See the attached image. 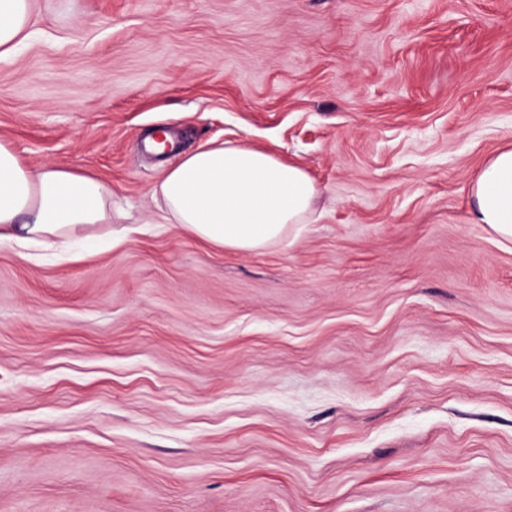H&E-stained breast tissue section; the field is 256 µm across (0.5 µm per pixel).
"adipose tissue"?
<instances>
[{
	"label": "adipose tissue",
	"mask_w": 512,
	"mask_h": 512,
	"mask_svg": "<svg viewBox=\"0 0 512 512\" xmlns=\"http://www.w3.org/2000/svg\"><path fill=\"white\" fill-rule=\"evenodd\" d=\"M29 0H0V58L29 38ZM318 191L299 165L246 142L211 141L165 170L152 191L162 223L219 248L253 252L308 223ZM471 220L512 243V147L491 155L471 187ZM112 221V190L99 178L24 164L0 144V245L30 257H68Z\"/></svg>",
	"instance_id": "ef3b65f1"
}]
</instances>
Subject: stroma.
<instances>
[{
  "label": "stroma",
  "mask_w": 512,
  "mask_h": 512,
  "mask_svg": "<svg viewBox=\"0 0 512 512\" xmlns=\"http://www.w3.org/2000/svg\"><path fill=\"white\" fill-rule=\"evenodd\" d=\"M29 4L0 143L119 216L70 262L0 245V512H512V244L469 214L512 0ZM214 139L315 181L293 245L137 231Z\"/></svg>",
  "instance_id": "35a3bbf8"
}]
</instances>
